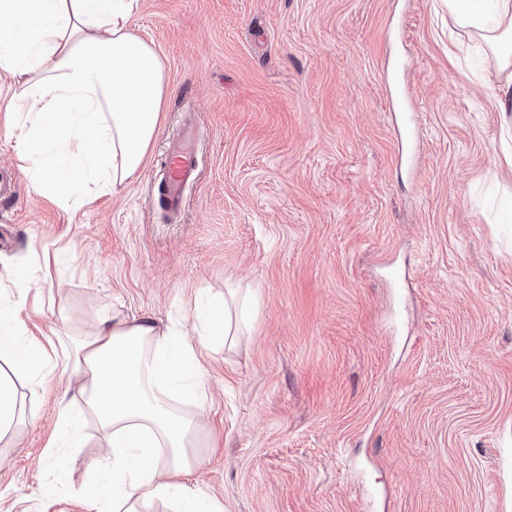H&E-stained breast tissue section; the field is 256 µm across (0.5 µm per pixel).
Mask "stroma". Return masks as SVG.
I'll use <instances>...</instances> for the list:
<instances>
[{"label": "stroma", "instance_id": "stroma-1", "mask_svg": "<svg viewBox=\"0 0 512 512\" xmlns=\"http://www.w3.org/2000/svg\"><path fill=\"white\" fill-rule=\"evenodd\" d=\"M166 69L124 185L79 208L0 135V304L57 357L101 321L191 324L233 288L258 306L204 360L190 485L223 512H512V194L494 60L456 56L447 0H137ZM194 129L181 212L158 162ZM24 305H17V298ZM0 512H86L103 452L49 457L75 392L10 358Z\"/></svg>", "mask_w": 512, "mask_h": 512}]
</instances>
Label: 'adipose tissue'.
<instances>
[{"mask_svg": "<svg viewBox=\"0 0 512 512\" xmlns=\"http://www.w3.org/2000/svg\"><path fill=\"white\" fill-rule=\"evenodd\" d=\"M134 0H0V132L19 137L36 186L73 199L76 186L109 193L141 168L165 98V66L128 25ZM448 25L480 39L507 78L496 101L506 119L500 166L512 170V0H448ZM243 310L214 295L199 309L192 335L151 318L101 323L71 350L84 408L66 412L62 429L76 436L93 417L107 451L93 463L101 490L87 512H148L159 500L173 512H217L184 484L199 470L200 421L174 401L206 397L200 359L216 340L238 332ZM42 371L53 361L41 342L19 339L0 311V355Z\"/></svg>", "mask_w": 512, "mask_h": 512, "instance_id": "adipose-tissue-1", "label": "adipose tissue"}]
</instances>
